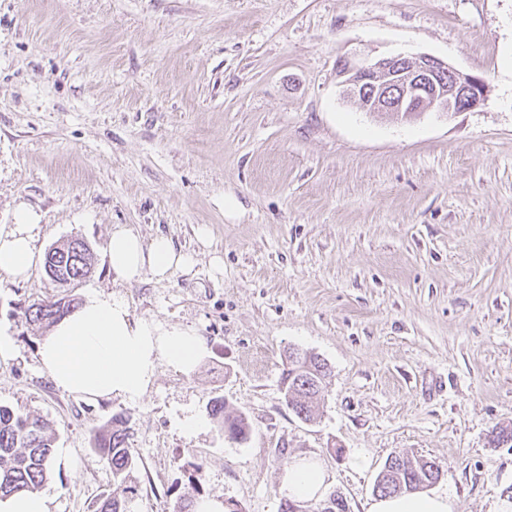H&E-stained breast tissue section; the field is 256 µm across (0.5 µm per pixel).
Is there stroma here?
I'll list each match as a JSON object with an SVG mask.
<instances>
[{
  "label": "stroma",
  "instance_id": "1",
  "mask_svg": "<svg viewBox=\"0 0 512 512\" xmlns=\"http://www.w3.org/2000/svg\"><path fill=\"white\" fill-rule=\"evenodd\" d=\"M396 54L483 77L487 96L412 119L343 98L338 59ZM21 208L39 251L92 248L76 297H120L206 345L192 371L160 364L139 401L78 400L40 367L48 328L22 315L63 288L40 266L0 274L16 347L0 405L41 416L75 464L52 468L50 512L116 491L92 443L119 414L128 512L202 496L281 512L302 457L365 512L393 454L433 460L458 512L512 501V446L490 441L512 425V0H0L1 231ZM119 225L196 265L123 281L105 262ZM293 348L330 369L310 421L281 390ZM216 397L248 418L246 443L209 416Z\"/></svg>",
  "mask_w": 512,
  "mask_h": 512
}]
</instances>
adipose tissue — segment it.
<instances>
[{"label": "adipose tissue", "mask_w": 512, "mask_h": 512, "mask_svg": "<svg viewBox=\"0 0 512 512\" xmlns=\"http://www.w3.org/2000/svg\"><path fill=\"white\" fill-rule=\"evenodd\" d=\"M33 222L19 219L0 231V273L14 280L28 279L37 259ZM109 271L128 281L144 275L164 280L176 271L190 270L193 254L177 250L162 235L151 241L132 230H113L105 249ZM205 344L189 331L155 321H133L122 298L91 295L73 314L59 321L40 343L42 369L56 387L80 399L119 398L136 402L152 388L160 362L190 371ZM282 490L288 498L307 501L326 490V475L314 461L293 460L284 470ZM447 494L415 491L373 498L366 512H456Z\"/></svg>", "instance_id": "ef3b65f1"}]
</instances>
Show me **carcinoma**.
<instances>
[{
  "label": "carcinoma",
  "instance_id": "carcinoma-1",
  "mask_svg": "<svg viewBox=\"0 0 512 512\" xmlns=\"http://www.w3.org/2000/svg\"><path fill=\"white\" fill-rule=\"evenodd\" d=\"M44 269L54 282L78 284L92 269V253L79 240L60 244L45 255ZM78 305L68 296L33 303L24 311L30 324L49 327L69 315ZM281 375L286 387L284 398L297 417L314 418L323 384L328 375L327 364L316 356L293 351ZM209 415L229 439L247 441L250 426L241 415L226 413L224 398L216 397L209 406ZM128 420L114 416L94 436V451L110 466L113 479L122 483L130 477L136 459L128 444ZM54 436L48 424L37 416L20 414L0 406V494L36 492L50 475L54 453ZM439 478L436 464L423 457L404 459L395 456L391 470L383 477L379 495L400 494L422 490ZM96 512H127L125 500L110 493L101 498Z\"/></svg>",
  "mask_w": 512,
  "mask_h": 512
}]
</instances>
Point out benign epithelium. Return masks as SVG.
<instances>
[{
	"label": "benign epithelium",
	"instance_id": "7a95c632",
	"mask_svg": "<svg viewBox=\"0 0 512 512\" xmlns=\"http://www.w3.org/2000/svg\"><path fill=\"white\" fill-rule=\"evenodd\" d=\"M337 73L344 98L358 102L366 112H390L406 119L433 109L468 111L488 92L484 79L428 54H397L359 63L344 59L337 64Z\"/></svg>",
	"mask_w": 512,
	"mask_h": 512
}]
</instances>
